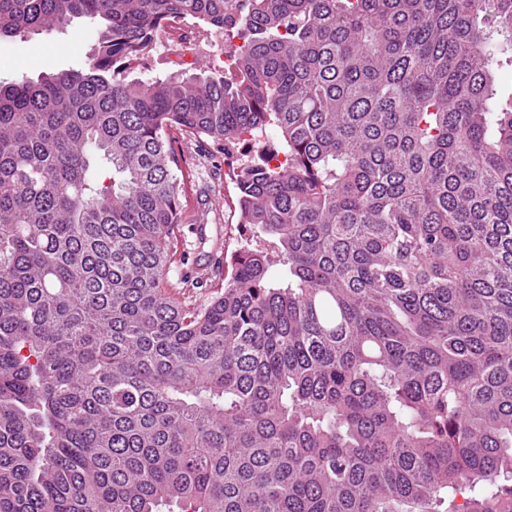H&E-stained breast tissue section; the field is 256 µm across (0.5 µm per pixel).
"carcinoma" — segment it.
<instances>
[{
  "mask_svg": "<svg viewBox=\"0 0 512 512\" xmlns=\"http://www.w3.org/2000/svg\"><path fill=\"white\" fill-rule=\"evenodd\" d=\"M76 19L81 67L0 82V512H512V0H0V40ZM181 20L227 67L130 77ZM177 133L255 144L204 305Z\"/></svg>",
  "mask_w": 512,
  "mask_h": 512,
  "instance_id": "cac0c4a2",
  "label": "carcinoma"
}]
</instances>
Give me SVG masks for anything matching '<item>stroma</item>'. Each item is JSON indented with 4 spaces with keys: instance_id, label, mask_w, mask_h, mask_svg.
I'll list each match as a JSON object with an SVG mask.
<instances>
[{
    "instance_id": "obj_1",
    "label": "stroma",
    "mask_w": 512,
    "mask_h": 512,
    "mask_svg": "<svg viewBox=\"0 0 512 512\" xmlns=\"http://www.w3.org/2000/svg\"><path fill=\"white\" fill-rule=\"evenodd\" d=\"M94 41V26L85 20L22 41L1 40L0 81L22 73L35 78L78 66L91 52ZM177 147L192 180L182 201L183 220L177 235L178 250L185 260L171 275L192 278L202 270L216 268L225 256L251 247L256 239L255 230L238 222V190L229 176L231 170L240 168L248 149L240 141L204 146L187 135L180 138ZM202 232L208 237L204 245L198 241ZM215 238L223 242L218 253L210 245Z\"/></svg>"
}]
</instances>
